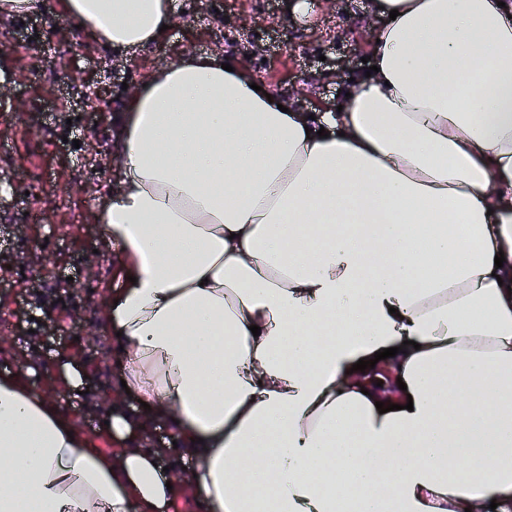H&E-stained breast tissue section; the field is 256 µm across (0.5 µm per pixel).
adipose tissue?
<instances>
[{
    "label": "adipose tissue",
    "instance_id": "1",
    "mask_svg": "<svg viewBox=\"0 0 512 512\" xmlns=\"http://www.w3.org/2000/svg\"><path fill=\"white\" fill-rule=\"evenodd\" d=\"M374 4L398 16L342 111L282 112L219 53L133 92L103 314L192 473L95 447L18 369L0 512H169L188 489L207 512H512V0ZM63 9L131 53L175 22L172 0Z\"/></svg>",
    "mask_w": 512,
    "mask_h": 512
}]
</instances>
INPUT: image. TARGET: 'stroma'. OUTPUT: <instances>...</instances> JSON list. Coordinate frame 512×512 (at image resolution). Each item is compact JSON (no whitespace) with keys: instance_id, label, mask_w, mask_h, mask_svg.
Segmentation results:
<instances>
[{"instance_id":"1","label":"stroma","mask_w":512,"mask_h":512,"mask_svg":"<svg viewBox=\"0 0 512 512\" xmlns=\"http://www.w3.org/2000/svg\"><path fill=\"white\" fill-rule=\"evenodd\" d=\"M308 2L297 16L293 0H174L175 24L133 55L77 33L61 0L0 20V372L27 360L28 385L83 429L115 408L141 414L117 391L119 345L102 308L121 252L96 220L124 178L110 157L130 90L183 54L218 52L298 111L335 109L385 19L372 0Z\"/></svg>"}]
</instances>
